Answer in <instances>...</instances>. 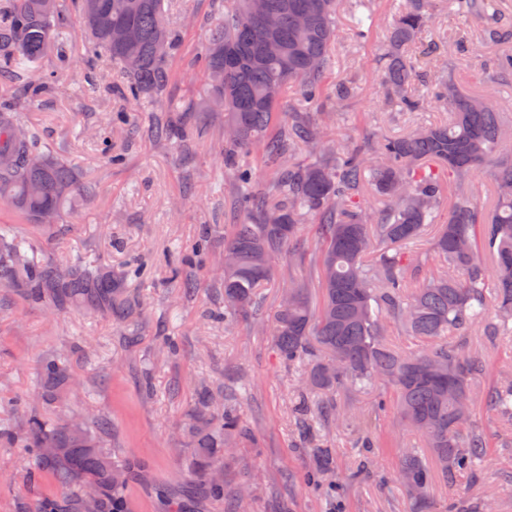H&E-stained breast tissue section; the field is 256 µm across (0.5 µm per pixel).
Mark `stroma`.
I'll return each mask as SVG.
<instances>
[{
    "label": "stroma",
    "instance_id": "1",
    "mask_svg": "<svg viewBox=\"0 0 512 512\" xmlns=\"http://www.w3.org/2000/svg\"><path fill=\"white\" fill-rule=\"evenodd\" d=\"M227 3L168 0V18L181 32L170 60L168 97L174 103L203 97L200 56L212 22ZM364 4L368 34L361 40L353 35V14L341 8L335 64L326 77L329 87L346 83L353 88L346 98L332 95L323 101L332 116L330 138L339 150L407 135L448 117L446 108L433 102L409 112L382 93L377 75L401 0ZM428 9L434 24L415 55L422 85L443 71L465 94L495 92L501 119L511 123L512 74L495 85L489 79L498 62L512 56V36L491 39L494 20L462 13L457 0H430ZM69 32L71 61L54 90L38 101L19 96L15 103L94 185L95 196L89 204L68 207L63 225L54 228L18 223L6 209L0 210V222L17 224L44 257L78 256L122 271L136 261L147 264L148 274L133 282L144 315L140 340L131 345L125 329L110 320L79 308L57 312L0 288V512H31L35 500L61 493L54 477L39 470L20 446L22 427L14 415L19 402L56 419L99 415L110 422L106 450L130 467L128 512H169L174 494L190 512H227L226 497L201 496L185 470L190 449L183 423L204 386L219 398L234 394L242 413L247 433L225 452L222 470L226 496L252 485L246 512H413L397 475L401 448L419 438L392 407L383 406L384 384L339 393L336 401L347 409L346 421L320 429L310 446H300L292 406L303 371L282 361L271 344L278 282L263 289L260 321L224 319L216 274L224 262L223 228L238 218L224 208L235 185L217 154L224 142L222 114L199 108L189 113L184 129L194 151L184 156L179 138L152 132L158 105L112 94V86L122 80L118 68L107 58L85 56L79 24ZM107 134L111 151L123 157L119 164H112L111 151L103 149ZM206 224L216 227L206 251L182 263L185 248ZM179 276L193 283L192 294L176 284ZM469 349L487 366L481 388L512 380V336L490 339L475 328ZM56 355L67 359L75 384L57 407L48 408L37 399L40 367ZM474 418L487 431L492 454L471 472L435 481V512H512V447L502 445L505 426L480 406ZM365 436L373 447H359ZM318 448L331 453L333 466L322 479L344 485L342 500L302 480L314 470Z\"/></svg>",
    "mask_w": 512,
    "mask_h": 512
}]
</instances>
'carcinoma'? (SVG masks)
Segmentation results:
<instances>
[{"mask_svg":"<svg viewBox=\"0 0 512 512\" xmlns=\"http://www.w3.org/2000/svg\"><path fill=\"white\" fill-rule=\"evenodd\" d=\"M165 0H72L87 34L88 55L120 66V97L167 99L169 57L178 32L165 18ZM427 0H409L395 16L389 33L391 51L379 75L381 84L405 110L420 107L412 58L432 22ZM341 0H233L209 28L202 56L207 100L224 101V167L236 170L234 209L241 215L224 235V252L232 265L221 273L224 318L256 315L261 290L275 280L278 260L288 258L303 226H316L320 241L318 294L304 280H288L273 314L272 344L280 358L306 367L297 414L305 418L312 399L383 382L391 388L400 419L422 439L424 447L400 450L403 488L433 512L429 491L435 472L467 473L490 457V442L473 423L478 400L497 417L512 419V381L476 392L485 364L470 355L468 331L481 326L487 336L512 335V157L499 154L512 129L500 119L496 102L459 92L441 76L428 97L448 106V122L427 126L399 138L360 144L347 153L326 139L327 119L319 107L326 93L337 39L336 13ZM274 13L267 29L260 9ZM472 16H499L493 0H465ZM69 16L61 0H0V203L12 207L29 224L63 223L76 190L84 200L93 187L79 179L65 157L43 145L13 105L9 89L19 87L32 100L51 88L54 76L30 80L28 66L51 56L68 58L65 34ZM272 41L276 50L270 51ZM293 88L303 112H280L279 101ZM190 107L169 105L153 117L157 134L173 129L177 113ZM262 148L271 181L267 193L252 190L251 173L241 155ZM313 159L296 162L301 150ZM495 167L498 202L483 218L465 186L476 168ZM458 183L445 202L443 176ZM384 202L378 217L361 204L366 182ZM448 208V223L433 240L439 268L406 250L437 223ZM493 251L486 265L482 244ZM418 283L411 288L409 284ZM8 285L36 302L64 310L81 307L114 323L135 329L141 317L139 297L129 273L112 272L102 263L80 258L67 262L37 258L33 244L11 224H0V286ZM400 323L417 346L398 350L383 339L388 319ZM43 401L55 402L71 388L72 377L57 357L41 368ZM25 447L35 465L63 487L80 494L41 500L33 512H123L127 465L105 451L108 422L81 420L82 433L64 422L33 414L22 405ZM241 432L240 414L216 407L202 389L188 414L185 433L191 455L188 468L205 491L224 495L211 469L221 463L224 447ZM62 455H44L47 445ZM84 473L94 490L75 480Z\"/></svg>","mask_w":512,"mask_h":512,"instance_id":"cac0c4a2","label":"carcinoma"}]
</instances>
